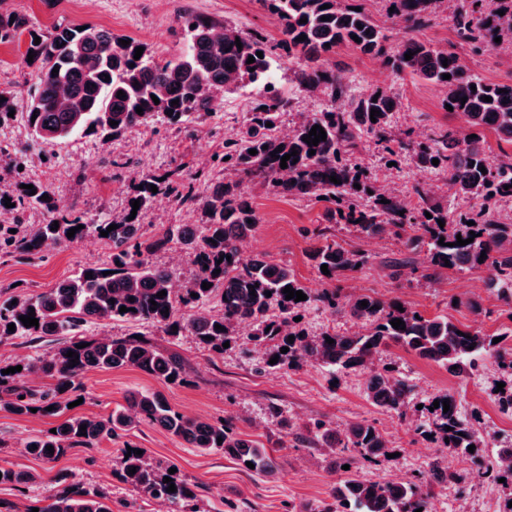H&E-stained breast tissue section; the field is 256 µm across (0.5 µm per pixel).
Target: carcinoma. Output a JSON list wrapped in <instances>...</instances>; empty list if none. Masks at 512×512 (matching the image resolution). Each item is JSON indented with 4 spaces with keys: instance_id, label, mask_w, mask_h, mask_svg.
<instances>
[{
    "instance_id": "carcinoma-1",
    "label": "carcinoma",
    "mask_w": 512,
    "mask_h": 512,
    "mask_svg": "<svg viewBox=\"0 0 512 512\" xmlns=\"http://www.w3.org/2000/svg\"><path fill=\"white\" fill-rule=\"evenodd\" d=\"M385 2L386 6L394 7L390 18L412 30L433 17L448 14L458 39L474 54L496 49L502 43L512 44V0ZM259 3L276 20L281 44L288 49V57L298 64V90L323 91L328 96L321 111L299 122L286 136L276 134V129L280 115L290 108V100L277 87L267 39L259 32L183 11L176 22L184 33L185 48L166 60L157 59L146 48L136 60L135 48L143 43L131 37L123 38L91 24L79 31L75 25L58 23L45 32L25 13L0 12V44L24 33L29 37L27 51L33 52L34 58L26 67L31 69L32 84L22 117L27 127L45 142H60L79 132L119 135L151 127L159 121L187 130L216 110L227 88L242 84L257 91L247 113L245 135L224 140V154L217 156L216 162L224 169V180L200 189L183 183L174 171L143 172L135 181L131 197L133 201L140 200L132 220L130 206L120 219L108 224H90L73 210L60 211L49 198L51 192L46 185L32 182L25 172L18 170L25 166L23 155L16 154L10 159L9 171L15 178L10 199L15 206L6 207L5 200L0 198V208L13 214L15 225L25 223L28 210L42 209L49 218L23 234L12 233L10 228L0 225V252L28 257L51 245L74 242L91 233L98 235L111 224L117 229L108 231L107 240L112 243L110 262L85 267L46 292L18 296L16 304L0 306V340L21 337L37 342L53 337L57 341L51 354L27 361L21 371L0 372V410L29 415L35 408L39 416L59 417L69 411L68 404L82 390L81 379L94 370L136 368L167 385L187 383L184 358L175 350L158 349L146 334L136 339L132 335L95 338L80 333L83 325L105 320L160 327L170 336L187 334L218 355L224 354L225 342L239 340V327L245 326L249 328L248 341L268 350L258 370L295 369L312 362L332 374L363 371L368 374V401L399 415L417 408V404L412 385L397 366L375 364L392 346L433 361L462 378L478 372L489 356L512 378V328L499 333L502 340L494 344V336L462 327L446 314L427 317L406 305L400 311L396 309L400 304L397 297L342 296L334 288H307L287 265L263 257L249 258L243 252L244 241L260 223L244 181L257 179L281 195L330 204L328 212L335 223L365 238L393 236L403 240L409 253L425 251L426 266L421 270L408 257L389 261L394 279L401 278L406 268L431 281L447 268L464 271L483 267L488 272L490 291L497 299L511 304L512 219L495 210L499 203L512 200V153L503 150L497 159H491L489 147L485 146V132H492L498 140L512 145V84L488 83L471 73L456 53L414 37L387 49L384 29L365 9L355 11L356 4L348 0ZM499 10L504 15L497 14ZM323 16L327 20H321ZM304 17L307 22H300ZM302 35L306 40H298ZM36 36L40 37L38 45L34 42ZM497 37L501 38L499 44L494 42ZM122 39L130 44L122 46ZM238 41L242 43L240 48L236 46ZM342 45L382 59L399 76L416 75L433 82L444 92L443 105L452 106L465 126L440 127L416 140L408 129L395 131L391 118L400 106L399 98L384 88L353 95L343 83L342 71L336 63V49ZM259 51L263 52L261 59L256 57ZM409 52L412 58L407 60L405 54ZM250 56L255 57L251 64L247 63ZM56 67L59 71L54 75L52 70ZM445 74L451 78L444 79ZM120 90L125 97H117ZM154 96L159 103H154ZM485 96L492 101H483ZM174 100L178 104L173 106ZM138 107L143 114L136 113ZM373 108L379 114L372 120ZM11 110L13 92L10 82L3 80L0 121L8 118ZM169 110L173 114H167ZM112 120L118 125H110ZM268 122L272 126H266ZM315 125L327 135L316 146L303 141ZM364 135L376 138L391 156L399 149L411 147L416 167L449 182L458 203L450 206L441 201L427 182L418 181L412 186L416 197L413 205L383 191L377 177L357 162L356 151ZM251 149L257 150V154H249ZM294 150L298 161L289 159L287 167L281 168V157ZM311 150L315 154H309ZM273 151L277 152L275 158L271 157ZM434 159L439 160L436 166L432 164ZM482 167L487 173L480 171ZM331 176L341 183L331 182ZM23 184H31L33 189H23ZM153 185L158 188L156 194L151 191ZM159 194L172 195L178 203L198 213V223L170 224L160 233L147 235L143 217L149 203ZM44 195L48 199H42ZM78 225L82 229L67 237V231ZM331 229L326 225L318 230L322 244L311 255L316 268L327 265L330 274L323 279L330 282L367 263V257L337 243ZM470 237L473 242L455 245L457 239ZM441 238L446 245L438 244ZM175 244L187 254L191 266L189 278L178 289L173 287L171 269L149 265L141 259L145 251L161 253ZM483 253L486 258L482 261ZM226 255L230 260H221ZM217 269L220 273L215 276L213 271ZM204 282L211 287L203 289ZM288 285L307 295V300L286 299L283 289ZM162 290L166 296L157 297ZM363 301L367 306H361ZM122 306L128 311H120ZM310 307L344 313L362 322L364 331L345 335L325 329L311 336L305 329L297 328L294 321ZM32 308L39 326L26 327L19 317ZM394 319L405 322L406 329L393 328L390 321ZM11 324L15 325L13 332L8 330ZM217 324L222 329H216ZM290 336L294 337L291 343ZM328 337L334 343H327ZM82 343L86 347H80ZM286 347L289 351L285 353ZM70 351L79 355L75 364L67 356ZM275 356L277 363H270ZM32 373H40L53 383L34 388L26 381ZM436 399L450 400L449 411L433 407ZM126 401L127 406L106 417L70 415L54 426L56 432L28 439L24 448L29 455L53 463L73 448H95L119 438L132 426L147 422L160 426L190 448L203 453L221 452L243 466L250 462L255 472L268 478L278 475L277 464L267 448L237 432L227 419L202 420L184 415L155 391L133 390ZM49 406L53 410H47ZM423 410L427 417L416 425L415 431L424 438L432 437L443 454L415 482H374L342 469L357 458L376 461L395 452L375 426L356 422L340 431L325 420H312L300 439L331 458V469L341 478L326 499L294 505L293 512H415L419 508L430 512L429 498L436 487L466 480L448 471L445 455L468 453L479 460L480 449L486 443L472 420L462 415L454 395H437L423 403ZM83 424L84 436L80 434ZM470 445L474 446L472 454ZM48 446L54 447V453L46 450ZM505 460H512V442L497 448L494 458L482 463L478 477L495 482L503 478L504 486L511 487L512 465L501 466ZM132 468L136 473H129ZM170 468V464L153 465L145 452L130 455L122 448L115 476L144 499L174 505L176 512H198V485L177 472L169 473ZM167 477L175 484L173 493L167 491ZM35 481L36 476L27 470L0 466V484L26 487ZM51 485L39 512H113L111 498L67 472L57 471Z\"/></svg>"
}]
</instances>
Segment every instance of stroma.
Instances as JSON below:
<instances>
[{
    "mask_svg": "<svg viewBox=\"0 0 512 512\" xmlns=\"http://www.w3.org/2000/svg\"><path fill=\"white\" fill-rule=\"evenodd\" d=\"M9 6L32 16L42 28L58 22L74 25L93 24L120 36H129L148 45L161 59L171 58L183 45L176 31L177 13L191 10L219 22L232 23L262 32L274 45L273 67L280 78V91L292 100L288 112L279 119L280 129H292L301 113L320 111L326 98L300 92L294 82L296 66L277 43L280 33L275 20L258 0H7ZM374 21L384 27L388 46H398L415 36L435 47L457 53L467 68L485 81L512 82V53L494 50L474 56L460 45L446 16L432 18L417 30L404 28L389 18L383 0H360ZM26 40L0 44V79L12 83L17 99H25L31 83L23 63ZM336 61L353 92L384 88L402 102L394 123L414 133L429 132L435 126L461 127L459 116L442 107V90L418 77L398 76L378 59L348 47L339 48ZM255 96L252 87L241 86L225 93L220 107L190 129L177 130L162 123L111 138L99 134H78L65 142L48 146L32 137L21 116L0 123V147L26 146V171L32 179L49 187L55 204L74 209L89 222H101L121 216L133 194L137 173L164 172L180 168L184 182L203 186L223 179L224 172L214 161L224 151V140L241 136L246 130V114ZM357 159L371 172H386L403 195L422 174L407 153L386 166L373 138L363 137ZM247 189L261 222L250 237L253 253L288 264L303 285L324 287L310 252L320 241L314 230L324 222L325 205L321 202L285 198L265 184L251 182ZM196 215L181 206L174 197L158 196L148 208L144 223L154 233L170 224L194 223ZM336 240L344 248L366 255L367 264L337 281L343 294L377 292L399 297L406 305L424 315L448 314L456 323L491 334L507 324L512 308L491 296L487 273L482 269L445 271L429 282L411 274L395 280L386 263L406 254L394 237L367 239L340 229ZM110 244L89 236L71 243L53 246L31 258L0 255V305L18 293H39L71 276L77 269L109 260ZM480 300L484 311L477 314L466 306L467 300ZM156 347L177 350L185 358L189 381L181 386L162 383L133 368L96 371L83 380L80 405L74 412L89 417L108 415L124 404L126 394L134 389L161 392L178 411L190 416L215 420L230 419L235 430L264 444L276 458L278 478H266L244 470L221 453L202 454L176 440L161 428L139 423L121 439L97 448H75L57 462L47 464L29 455L24 443L55 424L41 416H19L0 410V466H16L36 474L40 480L18 492L10 485H0V498L19 505H29L49 493L50 479L56 471L73 474L89 488L111 496L113 504L136 499L131 487L118 483L114 471L118 450L131 445L146 449L155 462L176 465L180 474L197 484L199 512H291L300 502L326 499L338 475L313 449L296 441L293 432L312 419L322 418L342 428L358 421L374 424L397 448L396 457L378 462H361L358 472L364 478L387 482L414 481L427 470L440 452L438 444L428 442L415 431L417 412L400 416L373 407L364 393L366 375L362 372L331 375L321 366L308 363L297 369L258 373L262 349L244 355L236 343L216 355L201 348L192 337L170 336L154 329ZM384 361L395 364L414 387L417 400L424 401L442 393L454 394L464 414L480 418L478 429L494 436L493 444L483 453L493 456L497 445L512 439V414L501 413L491 392L503 376L494 359L483 362L477 374L459 379L436 363L423 360L401 349H390ZM278 405L281 416H272L270 405ZM454 471L468 477L469 490L461 492L451 483L435 489L430 499L431 512H498L503 500L500 484L479 481L472 476L470 457H448Z\"/></svg>",
    "mask_w": 512,
    "mask_h": 512,
    "instance_id": "stroma-1",
    "label": "stroma"
}]
</instances>
